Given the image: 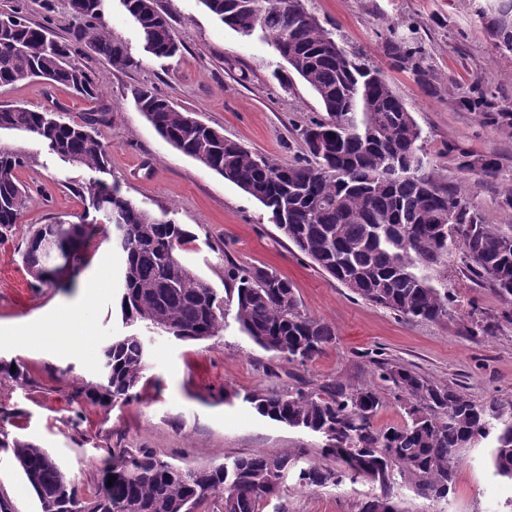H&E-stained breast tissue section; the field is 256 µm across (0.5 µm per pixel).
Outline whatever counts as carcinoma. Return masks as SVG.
I'll return each mask as SVG.
<instances>
[{
  "label": "carcinoma",
  "instance_id": "carcinoma-1",
  "mask_svg": "<svg viewBox=\"0 0 512 512\" xmlns=\"http://www.w3.org/2000/svg\"><path fill=\"white\" fill-rule=\"evenodd\" d=\"M107 0H70L81 21L70 42H58L48 29L15 17L0 19V87L43 78L71 89L86 100L97 98L101 84L72 59L83 45L115 69L137 65L127 47L112 36L103 18ZM221 22L247 36L257 32L272 40L288 72L316 95L325 115L301 135L306 155L291 163L259 156L217 129L193 120L166 97L147 86L134 91L137 108L157 133L185 155L199 161L258 200L276 227L288 225V240L322 271L359 297L409 320L437 321L448 316V292L432 283L429 272L448 258L455 240L441 232V217L455 215L467 247L462 268L501 296L512 297V225L488 224L459 188L441 184L419 155L421 129L404 101L385 78L347 55L311 14L304 0H202ZM143 37L144 52L170 58L178 51L174 30L157 0H123ZM485 27L497 28V47L512 51V0H498ZM423 50L406 39L389 44V56L409 66L418 83L435 89L433 74L422 67ZM456 105L476 112L504 131L512 130V108L475 84ZM106 114H88L82 123L65 121L52 111L0 107V130L32 134L63 160L106 173L109 154L96 125ZM460 169L493 178V156L460 153ZM23 158L0 150V239L8 236L28 209L30 187L20 182ZM78 192L112 230L113 247L125 255L122 321L161 330L180 341H203L224 328V305H236V320L262 348L304 364L333 342L334 331L304 314L291 283L266 266L233 267L234 287L217 293L180 257L192 239L183 225L151 215L103 179L78 186ZM62 233V248L73 249L88 237L80 224H36L25 241L23 262L31 277L51 281L45 262L47 238ZM150 356L138 330L114 336L100 350V370L82 397L102 407L128 403L138 388ZM380 377L398 388L406 424L385 430L372 418L380 397L370 386L342 382L299 387L286 393L257 391L245 395L263 418L320 435L324 455L334 468L311 465L299 471L306 487L339 485L359 477L379 485L361 512H401L392 501L396 479L425 498L448 494L454 468L464 449L490 443L493 474L512 480V404L490 414L458 389L433 383L400 366L381 367ZM9 448L31 486L38 512H202L215 498L222 512H264L294 467L290 456L261 454L230 463L182 466L149 448L126 451L110 475L88 497L78 495L73 480L46 450L20 439H0Z\"/></svg>",
  "mask_w": 512,
  "mask_h": 512
}]
</instances>
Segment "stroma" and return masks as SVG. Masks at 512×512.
Returning <instances> with one entry per match:
<instances>
[{
  "label": "stroma",
  "instance_id": "stroma-1",
  "mask_svg": "<svg viewBox=\"0 0 512 512\" xmlns=\"http://www.w3.org/2000/svg\"><path fill=\"white\" fill-rule=\"evenodd\" d=\"M157 4L180 42L176 56L145 53L121 0H110L105 22L136 67L114 69L88 53L77 61L102 84L97 101L37 78L0 87V105L58 111L76 122L90 112H109L108 123L97 128L110 155L105 179L140 209L167 216L195 234L183 260L221 292L231 286L225 277L230 264L274 268L292 284L301 310L333 328L335 341L314 361L291 363L249 340L230 306L223 331L210 340L149 337L151 359L138 399L109 410L84 400L80 392L96 377L101 346L122 328L124 255L100 230L82 244L79 260L51 283L34 281L20 257L31 225L78 222L88 203L75 187L97 174L62 160L25 132L0 130V146L25 159L18 178L42 188L12 235L0 239V363H15L21 372L17 380L0 377V434L51 453L79 494L87 496L130 448H151L187 466L253 453L292 455L303 467L322 461L323 441L260 417L243 400L252 391L285 392L336 381L373 386L382 401L373 424L385 429L407 420L396 391L379 378L381 366L388 364L454 386L485 405L512 402V300L463 274L458 252L432 273L434 285L448 293L447 317L408 320L363 300L318 269L257 200L160 138L135 105L132 92L139 86L153 87L225 137L280 162L303 156L301 130L323 112L301 79L290 88L280 86L274 73L284 61L271 41L240 36L202 0ZM494 5L495 0H305L337 44L380 69L406 103L421 129V152L440 183L465 189L486 223L512 224V213L497 205L512 185V132L484 124L451 97L479 80L502 103L512 104V52L496 48L479 17ZM8 14L47 26L63 41L75 23L69 0H0V15ZM404 37L422 46V65L435 75L436 92L426 91L411 70L390 59L389 42ZM462 149L495 156L496 177L482 180L461 171ZM102 267L107 287L86 295L85 282ZM482 319L494 323L493 335H471L473 322ZM28 328L41 331V339L25 338ZM81 331L91 342H66V335ZM489 453L482 443L463 452L447 496L424 499L400 483L392 497L402 512H507L512 481L493 476ZM378 492L364 479L310 489L291 480L265 512H360ZM0 497L9 501L11 512H37L11 451L3 449Z\"/></svg>",
  "mask_w": 512,
  "mask_h": 512
}]
</instances>
